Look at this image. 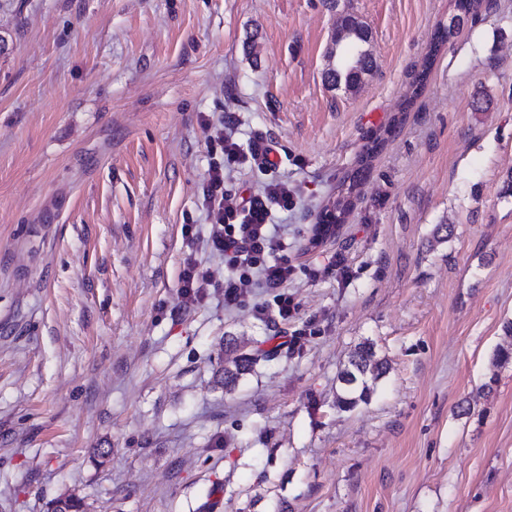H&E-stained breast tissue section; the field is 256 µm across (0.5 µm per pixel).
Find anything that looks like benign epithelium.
I'll return each instance as SVG.
<instances>
[{
  "mask_svg": "<svg viewBox=\"0 0 512 512\" xmlns=\"http://www.w3.org/2000/svg\"><path fill=\"white\" fill-rule=\"evenodd\" d=\"M373 36L369 27L351 13L333 27L327 45L326 73H339L346 69L357 74V80L365 79L368 63L373 60Z\"/></svg>",
  "mask_w": 512,
  "mask_h": 512,
  "instance_id": "benign-epithelium-1",
  "label": "benign epithelium"
}]
</instances>
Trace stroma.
<instances>
[{
    "label": "stroma",
    "instance_id": "stroma-1",
    "mask_svg": "<svg viewBox=\"0 0 512 512\" xmlns=\"http://www.w3.org/2000/svg\"><path fill=\"white\" fill-rule=\"evenodd\" d=\"M373 32L324 80L343 12ZM0 0V512H512V0ZM427 71L423 88L414 81ZM277 210L288 322L224 304L202 187ZM379 149H372L373 139ZM334 236L310 239L362 155ZM216 286L178 293L187 254ZM350 275L324 274L334 256ZM297 347H289L293 334ZM257 355L233 390L232 352ZM370 343L386 372L342 407ZM108 449L102 459L98 449ZM477 4L478 1L476 0H456L455 9L458 13L451 17L448 28L439 32L437 43L443 44L447 42V40L453 35L455 28L460 26L461 22L464 21V18L477 7ZM213 133L209 137L208 144L212 152H216L218 148L220 149L224 156V163H236L245 158L239 143L234 139L232 122L230 120H224L220 126H215Z\"/></svg>",
    "mask_w": 512,
    "mask_h": 512
}]
</instances>
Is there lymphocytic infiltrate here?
I'll use <instances>...</instances> for the list:
<instances>
[{
    "label": "lymphocytic infiltrate",
    "mask_w": 512,
    "mask_h": 512,
    "mask_svg": "<svg viewBox=\"0 0 512 512\" xmlns=\"http://www.w3.org/2000/svg\"><path fill=\"white\" fill-rule=\"evenodd\" d=\"M209 145L224 156L223 165L210 168L203 188L210 219L207 245L224 260V304H238L244 288L255 284L273 296L272 301L256 303V317L263 321L273 314L280 321H288L298 313L287 291L295 267L282 234L272 222V212L294 208V193L287 183L273 181L244 199L228 194L224 189V164L239 162L248 155L267 167L271 164V149L255 143L249 152H242L228 121L214 127Z\"/></svg>",
    "instance_id": "f902f5d3"
}]
</instances>
